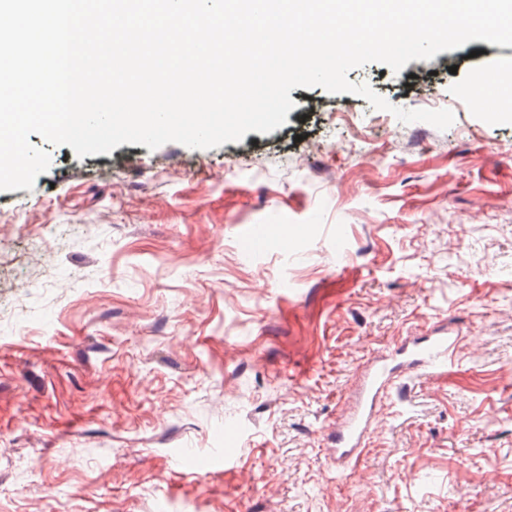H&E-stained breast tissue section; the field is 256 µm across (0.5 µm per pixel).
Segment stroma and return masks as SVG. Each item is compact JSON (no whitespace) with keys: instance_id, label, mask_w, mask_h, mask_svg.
Returning a JSON list of instances; mask_svg holds the SVG:
<instances>
[{"instance_id":"stroma-1","label":"stroma","mask_w":512,"mask_h":512,"mask_svg":"<svg viewBox=\"0 0 512 512\" xmlns=\"http://www.w3.org/2000/svg\"><path fill=\"white\" fill-rule=\"evenodd\" d=\"M480 72L512 79V46L348 73L444 130L318 86L213 149L30 135L49 169L0 192V512H512V112ZM433 327L454 365L336 465L363 366ZM474 86L484 98L495 101L504 109L512 110V80L503 81L478 75L475 77Z\"/></svg>"}]
</instances>
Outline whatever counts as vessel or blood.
<instances>
[{
    "label": "vessel or blood",
    "mask_w": 512,
    "mask_h": 512,
    "mask_svg": "<svg viewBox=\"0 0 512 512\" xmlns=\"http://www.w3.org/2000/svg\"><path fill=\"white\" fill-rule=\"evenodd\" d=\"M459 339L436 331L404 339L392 354L381 357L364 372L359 401L353 411L336 423V446L331 453L337 464L360 459L372 431V412L381 396L388 393L405 369L429 373L445 371L457 353Z\"/></svg>",
    "instance_id": "b4317fda"
}]
</instances>
